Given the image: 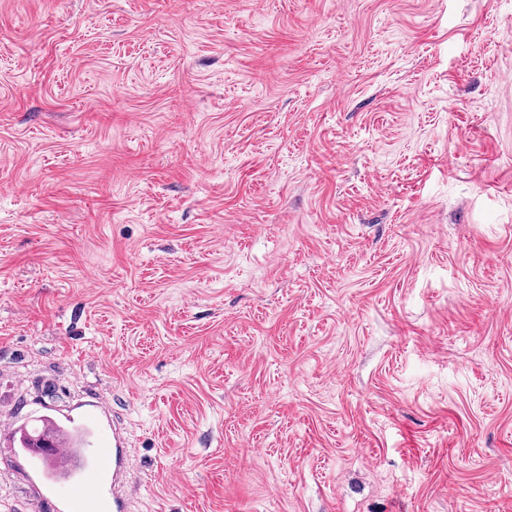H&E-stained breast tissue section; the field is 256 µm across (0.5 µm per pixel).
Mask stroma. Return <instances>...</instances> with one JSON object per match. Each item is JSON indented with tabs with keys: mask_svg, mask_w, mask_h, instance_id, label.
<instances>
[{
	"mask_svg": "<svg viewBox=\"0 0 512 512\" xmlns=\"http://www.w3.org/2000/svg\"><path fill=\"white\" fill-rule=\"evenodd\" d=\"M99 397L125 512H512V0H0V414Z\"/></svg>",
	"mask_w": 512,
	"mask_h": 512,
	"instance_id": "stroma-1",
	"label": "stroma"
}]
</instances>
